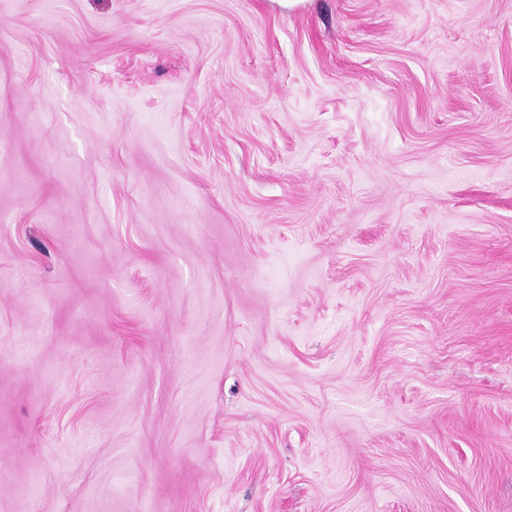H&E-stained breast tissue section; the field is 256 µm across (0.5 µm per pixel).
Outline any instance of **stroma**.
<instances>
[{
    "label": "stroma",
    "mask_w": 512,
    "mask_h": 512,
    "mask_svg": "<svg viewBox=\"0 0 512 512\" xmlns=\"http://www.w3.org/2000/svg\"><path fill=\"white\" fill-rule=\"evenodd\" d=\"M0 512H512V0H0Z\"/></svg>",
    "instance_id": "stroma-1"
}]
</instances>
